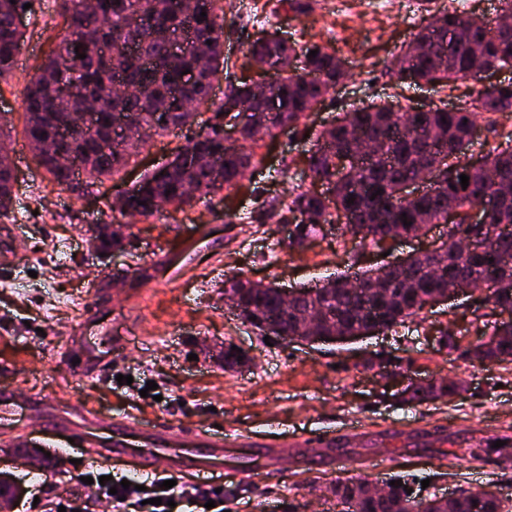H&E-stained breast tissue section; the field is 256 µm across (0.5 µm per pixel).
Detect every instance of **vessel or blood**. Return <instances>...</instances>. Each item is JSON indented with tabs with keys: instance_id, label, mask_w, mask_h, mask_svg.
<instances>
[{
	"instance_id": "b4317fda",
	"label": "vessel or blood",
	"mask_w": 512,
	"mask_h": 512,
	"mask_svg": "<svg viewBox=\"0 0 512 512\" xmlns=\"http://www.w3.org/2000/svg\"><path fill=\"white\" fill-rule=\"evenodd\" d=\"M110 358L100 350L90 348L81 356L79 363L69 365V379L79 383L102 373ZM52 427L61 430L73 440V448L83 449L87 460L102 465L117 461L128 455H136L141 472L153 473L157 456L170 458V476L188 472L199 480L208 481L224 472L225 450L229 447H250V440L225 434L216 428L192 429L184 426L177 418L171 417L138 424L127 417L108 420L98 419L94 410L81 408L72 417H55ZM346 442L345 436L322 433L311 436H294L290 445L295 448H330L331 466L343 469L349 464L337 449Z\"/></svg>"
}]
</instances>
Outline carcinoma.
<instances>
[{
  "mask_svg": "<svg viewBox=\"0 0 512 512\" xmlns=\"http://www.w3.org/2000/svg\"><path fill=\"white\" fill-rule=\"evenodd\" d=\"M172 0H99L90 12L84 0H55L63 20L64 33L40 63L24 94V134L38 146L40 165L61 186L72 181L73 173L60 165L58 137L63 128L73 129L69 148L80 158L82 170L93 186L101 177L121 170L131 153L123 142L144 146L172 127L191 125L200 108L212 113L202 131L175 152L171 166L148 173L127 191L131 213L151 217L158 213V200L176 201L182 206L239 185L245 173L257 169L262 157L255 151L251 123L263 121L269 137L283 128L296 129L326 95L345 78L344 61L317 43L290 42L279 31H265L245 45L250 66L263 71L297 57L312 79L288 75L273 90L277 108L269 109L266 99L253 93L248 83L230 71L224 57L223 0H201L199 12L186 16L170 6ZM29 0H0V80L11 72L23 44L24 31L14 18L24 12ZM206 16H200V13ZM207 46L209 63L200 67L194 52L197 43ZM128 45L141 58L156 65L139 69L115 48ZM315 50L312 57L309 52ZM84 54L80 59L77 54ZM483 66L512 69V25L492 28V23L449 9L439 14L395 55L387 68L393 85L421 83L448 86L470 81L475 89L460 100L454 110L448 105L411 112L401 101L360 103L344 112L320 132L304 151L306 168L314 182L328 185V192L295 189L286 199H274L271 207L281 212V223L290 224L303 216L302 231L289 243L290 250L305 251L324 224H337L345 214L346 234L361 244H377L394 233L417 231L429 224L448 225L445 249L434 257L415 254L394 267L374 273H358L360 282L384 279L391 294L386 299L368 297L351 284V275L327 279L315 296L300 291L292 312L283 315L280 288L233 276L225 282L232 291V306L239 317L261 329L273 319L284 330L300 333L299 315L322 307L325 314L321 334L339 340L365 336L378 329H393L418 315L435 302L444 290L460 288L475 281L493 291L490 308L494 320L486 321L488 340L460 344L451 327L439 331L444 345L469 362L512 361V320L497 318L495 306L512 309V231L497 236L491 251L458 254L452 239L479 236L483 229L465 222H448V201L462 208L480 206L488 223L512 228V83L486 87L479 76ZM190 73H185V70ZM225 73L224 102L210 104L212 82ZM117 82L136 84L137 96L115 97ZM89 99L101 101L94 128H81V107ZM232 106L241 118L242 137L224 141L221 116ZM134 119L129 134L115 139L114 122L120 117ZM483 118L498 138L471 163L472 131ZM112 140V151L101 143ZM375 143V154L359 159L357 143ZM437 181L436 190L407 200L404 186L424 174ZM469 177L462 188L460 175ZM14 176L9 164L0 160V214L13 203ZM353 202H348V198ZM411 225H404V221ZM494 262H489V259ZM458 382L433 380L409 386L405 400L414 403L449 401ZM402 485L389 486L383 496L370 493L369 480L348 477L336 481L332 493L351 505V512H506V500L493 495L460 490L465 500L419 498Z\"/></svg>",
  "mask_w": 512,
  "mask_h": 512,
  "instance_id": "obj_1",
  "label": "carcinoma"
}]
</instances>
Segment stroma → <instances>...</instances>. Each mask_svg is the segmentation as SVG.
<instances>
[{"instance_id":"stroma-1","label":"stroma","mask_w":512,"mask_h":512,"mask_svg":"<svg viewBox=\"0 0 512 512\" xmlns=\"http://www.w3.org/2000/svg\"><path fill=\"white\" fill-rule=\"evenodd\" d=\"M312 3L311 11L299 14L277 0H229L225 12L235 25L226 46L235 52L233 62L243 63L248 36L273 28L335 51L347 63V80L309 114L300 134L284 131L261 142L264 168L240 187L191 207L127 219L123 253L111 259L99 255L89 232L90 226L112 223L107 198L170 159L193 131L155 137L92 191H85L82 173L71 187L58 185L23 134L26 85L62 27L51 0H33L13 74L0 82V130L17 176L14 208L0 216L17 258L0 267V386L16 392L13 413L0 424V472L23 477L26 487L14 512H41L33 501L49 493H87L78 480L85 470L80 451L57 447L59 434L38 409L47 391L63 408L82 405L137 422L167 414L199 428L216 425L251 437L255 447L227 451L226 512H331L336 501L328 487L338 474L329 468L326 451L288 449L257 483L245 480L241 470L249 459L262 464L260 443L348 428L358 431L342 449L351 461L350 475L380 482L397 474L424 476L430 495L492 485L512 500V462H502L494 446L500 437H512V363H471L436 340L438 329L470 313L479 295L426 308L385 333L311 347L277 337L265 342L224 303V280L236 272L310 288L353 264L370 269L387 258L406 257L447 232L445 225H435L428 236L400 240L387 256L348 235L316 238L301 255L289 249L288 229L269 202L297 187L310 189L300 155L311 137L351 105L393 94L386 74L393 56L432 12L448 7V0H433L428 8L422 0H392L383 13L374 0ZM229 206L236 212L230 224L224 218ZM96 298L101 321L121 343L110 348L107 336L88 326L87 344L111 350L112 363L107 372L76 385L67 377L66 362L81 356L84 346H72L62 357L56 349ZM232 346L248 356L246 365L225 368L224 350ZM371 353L391 359L408 377L452 378L465 391L450 403L403 402L379 371L364 366ZM121 374L132 376V384L118 383ZM150 381L158 385L157 397L141 394ZM44 443L51 447L46 466L29 468L28 456L38 455ZM472 447L480 461H471Z\"/></svg>"}]
</instances>
